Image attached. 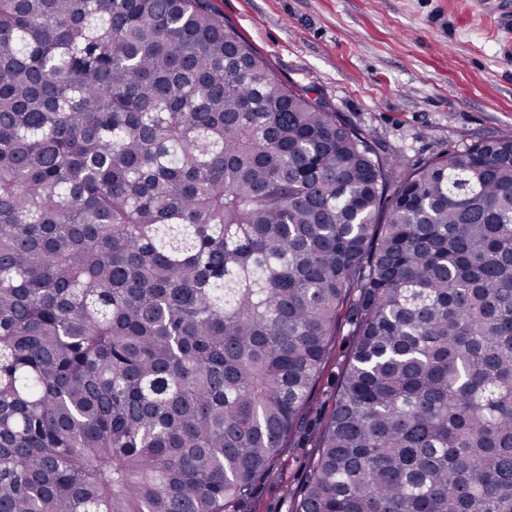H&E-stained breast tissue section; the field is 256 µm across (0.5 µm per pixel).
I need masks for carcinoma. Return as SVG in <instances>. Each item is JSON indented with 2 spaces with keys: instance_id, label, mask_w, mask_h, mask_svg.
<instances>
[{
  "instance_id": "cac0c4a2",
  "label": "carcinoma",
  "mask_w": 512,
  "mask_h": 512,
  "mask_svg": "<svg viewBox=\"0 0 512 512\" xmlns=\"http://www.w3.org/2000/svg\"><path fill=\"white\" fill-rule=\"evenodd\" d=\"M211 0H0V512H512V137L418 166ZM347 310L341 315V327L334 338L329 362L311 394L303 418L286 448L273 462L269 472L255 483L250 498L237 510L241 512H291L292 503L310 477V459L316 452L318 437L327 410L336 394L341 367L355 336Z\"/></svg>"
}]
</instances>
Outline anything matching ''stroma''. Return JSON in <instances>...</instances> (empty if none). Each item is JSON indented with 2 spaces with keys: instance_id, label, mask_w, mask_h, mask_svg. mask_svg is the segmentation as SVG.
<instances>
[{
  "instance_id": "35a3bbf8",
  "label": "stroma",
  "mask_w": 512,
  "mask_h": 512,
  "mask_svg": "<svg viewBox=\"0 0 512 512\" xmlns=\"http://www.w3.org/2000/svg\"><path fill=\"white\" fill-rule=\"evenodd\" d=\"M285 82L315 86L381 154L418 164L512 136V0H213ZM354 338L342 322L303 418L240 512H290Z\"/></svg>"
}]
</instances>
